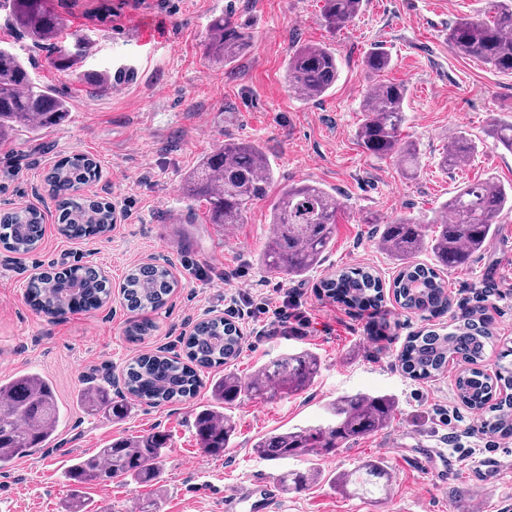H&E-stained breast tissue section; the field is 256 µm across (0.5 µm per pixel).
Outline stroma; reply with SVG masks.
Listing matches in <instances>:
<instances>
[{
    "label": "stroma",
    "instance_id": "1",
    "mask_svg": "<svg viewBox=\"0 0 512 512\" xmlns=\"http://www.w3.org/2000/svg\"><path fill=\"white\" fill-rule=\"evenodd\" d=\"M489 2L364 0L354 21L331 31L320 20L323 0H112L104 18L94 11L96 0H53L69 31L95 40L85 68L126 65L133 71L97 97L51 67L49 46L13 41L32 77L67 96L71 112L62 126L19 130L0 146V212L36 206L46 224L34 252L0 248V379L42 375L61 410L47 447L0 470V512H67L70 489L62 473L74 458L153 430L170 436L159 478L89 487L91 512H222L227 489L313 467L320 478L305 491L277 493L272 512H458L472 505L475 492L472 461L452 449L457 439L499 463L482 512H512V438L473 432L477 415L455 395L458 365L414 380L398 361L408 336L441 328L476 307L490 315L498 346H512V213L501 217L467 268L443 271L451 299L445 311L400 307L390 292L397 268L378 246L380 224L401 216L430 224L464 183L487 177L512 183V153L494 148L490 137L496 124L512 121V75L458 56L443 37L458 18L487 14ZM218 13L253 34L250 52L228 69L211 66L204 53L209 22ZM299 44L328 45L341 61L334 88L316 101L297 99L285 83V59ZM376 46L392 56L387 78L408 87L402 136L414 144L420 164L411 178L398 158L371 155L358 143L360 102L377 81L364 59ZM460 128L478 150L469 161L441 169L448 135ZM228 139L263 148L275 172L271 195L313 180L343 203L317 271L291 280L258 264L270 236L269 201L257 202L243 223L227 229L207 222L205 204L183 198L185 176ZM76 153L100 166L98 179L81 194L111 203L114 211L111 231L97 237L59 232L44 183L55 162ZM142 262L172 267L178 281L167 304L146 316L128 310L122 296L125 274ZM71 265L100 268L112 285L111 301L57 318L36 311L25 295L30 277ZM359 266L373 269L387 290L378 316L338 304L319 287L336 271ZM283 305L288 325L280 328L270 311ZM216 315L243 334L229 365L242 381L256 366L292 351L310 350L321 364L314 384L289 399L241 396L230 409L237 435L222 457L203 456L194 437L193 413L208 403L207 389L159 406L128 400L118 419L83 405L88 383L122 379L142 354L184 355L194 326ZM144 317L154 326L151 335L130 339V325ZM344 392L392 395L391 424L329 458L274 463L253 453V443L269 432L325 423L328 404ZM423 448L437 451L424 465L416 461ZM372 458L391 475L386 499L336 490L334 476ZM443 469L448 481L442 485L437 473Z\"/></svg>",
    "mask_w": 512,
    "mask_h": 512
}]
</instances>
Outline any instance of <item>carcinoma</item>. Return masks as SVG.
Here are the masks:
<instances>
[{
    "mask_svg": "<svg viewBox=\"0 0 512 512\" xmlns=\"http://www.w3.org/2000/svg\"><path fill=\"white\" fill-rule=\"evenodd\" d=\"M363 0H324L321 19L330 29L351 23L361 12ZM12 27L32 43L53 48L51 64L66 75L78 74L86 93H104L112 85L109 71L82 70L79 63L92 45L84 34L75 38V48L59 41L67 26L66 17L51 7L50 0H0ZM489 17H463L448 30V43L465 57L476 59L501 72L512 74V0H491ZM253 35L247 28L222 13L211 19L206 56L224 68L246 55ZM366 68L380 74L391 67V56L383 48L373 49L365 58ZM289 92L302 101L325 95L336 83L340 61L336 51L325 44L293 47L285 62ZM408 88L403 83L382 79L362 99L364 119L358 132L363 149L378 157L396 156L408 175H415V149L403 141ZM69 102L47 85L32 80L27 65L7 45H0V144L19 129L39 131L66 122ZM493 146L512 152V122L495 125ZM477 145L458 130L438 165L444 169L469 159ZM99 177L97 162L86 154H73L54 163L44 177L58 212L59 231L81 238L104 234L112 229V204L76 194V190ZM274 172L262 148L254 142L228 140L203 158L187 176L182 187L186 198L206 204L208 223L231 226L258 201L266 199ZM342 203L315 182L301 181L281 190L271 209L272 232L258 256L261 266L290 279L303 277L321 266L338 224ZM441 211L446 217L436 223L433 236L410 218L398 217L384 225L380 246L398 261L394 279L395 298L401 307L432 311L449 306L446 282L438 269L467 267L491 237L498 218L512 212V186L490 179L467 183L446 200ZM45 216L37 207L26 206L0 214V245L7 251L28 254L43 238ZM432 254L431 265L413 262L421 252ZM178 281L164 265L142 264L131 268L124 278L127 305L139 312L162 308L177 288ZM329 298L349 308H378L384 301L383 285L370 270L357 267L340 270L320 283ZM26 294L40 311L60 317L78 299L86 308L106 303L110 297L106 278L90 266H70L43 271L27 283ZM491 324L478 310H470L441 330L419 331L402 346L399 363L412 379L426 380L441 374L448 360L464 364L455 380L458 399L466 407L485 412L488 423L505 437L512 436V348L502 349L495 371L483 369L487 348L493 344ZM241 336L224 318L199 322L186 341L187 361L177 357L144 354L131 362L124 386L129 396L145 403H163L192 397L208 387L211 402L200 406L193 427L199 449L206 455H222L235 438L236 424L225 410L242 389L268 400L287 398L306 390L318 376L320 361L308 351L288 353L253 370L248 385L231 371L203 379L198 369L219 370L235 359ZM83 402L113 414L124 403L112 399V382L84 389ZM395 402L388 395L355 393L337 397L328 406L325 425L294 427L269 433L252 448L261 458L281 461L312 455L325 457L359 437L388 425ZM60 410L52 383L36 373H24L0 380V470L14 460L45 447L56 431ZM167 439L151 433L136 439H118L90 457H80L69 467L67 479L77 485L71 490L69 512H85L81 486L104 485L115 477L137 482L143 475L160 470ZM383 463L370 460L335 478L342 486H355L366 499L379 500L388 494ZM318 478L313 471H291L279 476L281 487L301 490Z\"/></svg>",
    "mask_w": 512,
    "mask_h": 512,
    "instance_id": "carcinoma-1",
    "label": "carcinoma"
}]
</instances>
